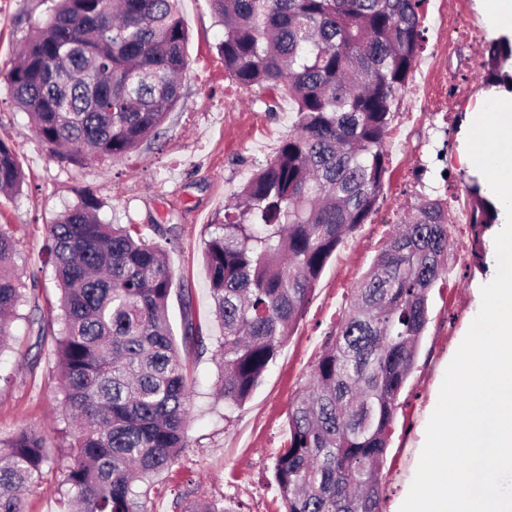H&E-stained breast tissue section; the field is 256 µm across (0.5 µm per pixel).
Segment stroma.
I'll return each instance as SVG.
<instances>
[{
  "instance_id": "1",
  "label": "stroma",
  "mask_w": 512,
  "mask_h": 512,
  "mask_svg": "<svg viewBox=\"0 0 512 512\" xmlns=\"http://www.w3.org/2000/svg\"><path fill=\"white\" fill-rule=\"evenodd\" d=\"M47 8L46 0H0V138L14 147L24 174L19 195H0V224L18 242L16 263L23 281L36 286L0 349V442L29 431L43 438L51 456L41 481L25 492L24 510L65 508L62 480L70 460L61 435L65 420L53 341L38 340L37 330L40 320L52 317L60 297L44 251L49 227L88 189L102 203V223L138 225L145 238L165 247L176 280L192 291L194 318L205 336L190 377L188 445L147 484L154 512H186L205 502L220 504L224 512H283L273 462L288 435L290 404L308 383L326 336L335 331L395 224L422 198L454 197L464 188L463 174L475 173L467 159L471 103L448 96L445 116L434 117L428 128L430 146L418 138L387 140L385 185L374 214L329 259L297 327L258 386L244 404L228 409L218 386L215 350L221 330L212 315L205 244L223 223L225 204L286 138L293 104L228 75L219 51L224 28L210 0H179L189 58L181 103L156 137L121 160H63L40 141L6 82L24 37L42 22ZM498 35L485 25L483 38L468 43L458 56L457 77L475 85V96L482 100L490 97L483 74L468 70L467 63L486 58L489 42ZM422 148L426 178L420 183L403 179V169L412 166ZM500 230L497 224L480 236L469 225L452 230L462 249L448 254L447 286L429 295L428 323L398 398L384 467L383 512H400L408 494L445 372L480 310L482 287L496 275Z\"/></svg>"
}]
</instances>
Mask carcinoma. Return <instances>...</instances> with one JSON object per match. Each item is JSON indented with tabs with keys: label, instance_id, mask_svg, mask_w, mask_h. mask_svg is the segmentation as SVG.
I'll return each instance as SVG.
<instances>
[{
	"label": "carcinoma",
	"instance_id": "cac0c4a2",
	"mask_svg": "<svg viewBox=\"0 0 512 512\" xmlns=\"http://www.w3.org/2000/svg\"><path fill=\"white\" fill-rule=\"evenodd\" d=\"M7 74L15 104L63 159L120 158L157 132L182 99L188 33L179 0H53ZM425 0H211L224 26V70L295 104L292 129L237 199L224 205L204 251L227 407L242 404L302 317L336 248L366 223L387 172L391 114L423 48ZM512 42L490 43L485 88L508 86ZM23 175L0 139V190ZM471 224L498 208L476 176ZM88 191L49 229L60 297L52 337L62 404L72 427L66 477L75 512H151L134 491L186 447L191 357L202 345L190 289L176 285L166 249L132 224H103ZM448 212L428 199L408 214L354 290L274 461L284 512H382L383 468L399 394L445 280ZM16 240L0 225V342L27 288ZM181 302V336L168 318ZM48 451L19 432L0 448V512H24Z\"/></svg>",
	"mask_w": 512,
	"mask_h": 512
}]
</instances>
